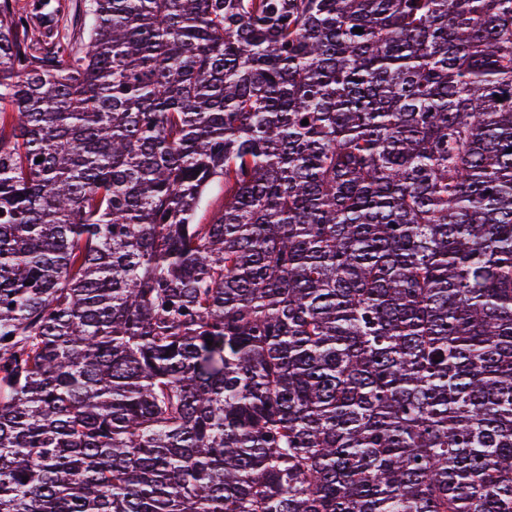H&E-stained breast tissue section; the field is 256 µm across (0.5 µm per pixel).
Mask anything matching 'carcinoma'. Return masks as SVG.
I'll list each match as a JSON object with an SVG mask.
<instances>
[{
    "label": "carcinoma",
    "mask_w": 512,
    "mask_h": 512,
    "mask_svg": "<svg viewBox=\"0 0 512 512\" xmlns=\"http://www.w3.org/2000/svg\"><path fill=\"white\" fill-rule=\"evenodd\" d=\"M83 25L0 0V512H512V0Z\"/></svg>",
    "instance_id": "obj_1"
}]
</instances>
